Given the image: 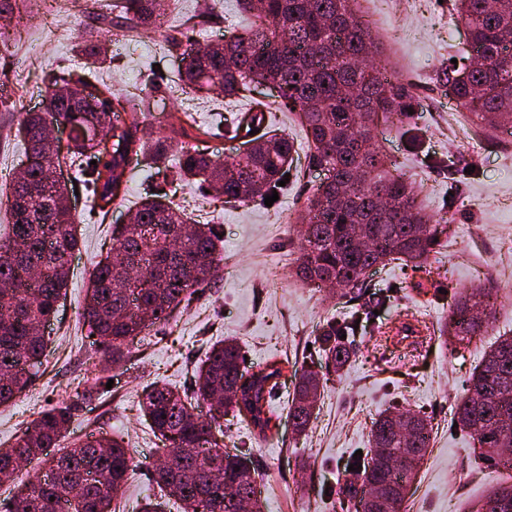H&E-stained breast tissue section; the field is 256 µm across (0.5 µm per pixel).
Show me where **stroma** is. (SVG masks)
<instances>
[{
    "instance_id": "obj_1",
    "label": "stroma",
    "mask_w": 512,
    "mask_h": 512,
    "mask_svg": "<svg viewBox=\"0 0 512 512\" xmlns=\"http://www.w3.org/2000/svg\"><path fill=\"white\" fill-rule=\"evenodd\" d=\"M360 3L363 19L383 42L391 67L425 104L414 118L415 130L387 131L379 144L409 175L426 211L449 224L447 246L430 258L432 274L418 277L401 264L371 271L376 291L388 300L374 321L362 322L358 353L349 365L328 372L317 344L319 329L327 318L346 314L348 306L303 285L292 273L298 256L295 217L325 173L307 169L303 132L287 113L276 118L299 142L298 164L307 173L303 180L289 181L270 206L216 207L199 196L194 183L151 179L137 167L127 171L121 192L102 213L92 206L83 178L62 169L61 177L73 192L80 246L72 258L68 293L45 330L48 343L36 377L14 404L0 407V448L12 446L34 411L84 384L94 368H105L103 353L91 344L83 320L88 272L111 248L113 225L157 190L192 221L220 225L225 270L196 288L172 319L137 337L125 366L106 368L111 388L101 389L91 404L76 412L70 438L89 433L123 436L140 470L118 512H136L144 498L161 495L150 473L157 440L140 410L142 391L158 379L188 387L208 348L228 337L241 343L246 369L273 357L289 361L290 372L274 401L280 414L274 437L254 439L246 423L234 418L224 439L255 469L265 512H357V503L340 494L346 464L356 451L368 450L374 418L395 408L419 412L433 428L400 512H474L492 486L512 480V470L475 459L473 439L453 419L456 400L485 351L512 330V146L504 150L475 137L467 113L436 82L442 63L460 56L466 44V28L454 18L450 0ZM210 7L216 17L202 29L200 41L221 40L225 31L247 23L238 0H174L153 29L152 47H145L139 32L125 27L99 31L112 59L96 70V77L126 92L152 94L155 110L148 118L160 134L170 132L169 114L186 106L200 122L217 127L231 115L223 94L186 91L176 79L179 61L165 49L170 30L191 25ZM92 26L80 0H63L56 13L43 10L24 23L14 17L0 20V224L9 220V183L25 159L10 134L15 104L43 111L46 71H86L76 42ZM275 273L282 280L272 287L268 281ZM479 286L495 288L497 296L486 333L464 345L449 336L429 340L418 333V326L447 318L456 293ZM311 365L322 367V387L311 423L299 434L287 417L286 401L295 391V371Z\"/></svg>"
}]
</instances>
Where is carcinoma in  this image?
I'll return each instance as SVG.
<instances>
[{
    "mask_svg": "<svg viewBox=\"0 0 512 512\" xmlns=\"http://www.w3.org/2000/svg\"><path fill=\"white\" fill-rule=\"evenodd\" d=\"M37 2L0 0V15L23 19ZM239 2L250 24L222 40L201 44L189 27L166 36L168 53L183 62L177 80L189 89L219 90L235 101H248L253 87L268 85L278 90V100L255 101L232 122L230 140L239 138L245 124L265 127L248 139L246 156L214 159L184 144L175 154L173 177L199 178L207 198L222 205L263 201L281 192L278 182L291 172L297 149L293 139L277 132L273 113L291 111L304 131L311 165L327 172L297 217L300 281L358 301L369 288L366 274L372 267L401 260L415 274L428 272L430 255L444 245L445 228L418 205L404 174L387 171L388 157L374 135L380 123H409V111L420 110L421 98L379 63V41L358 14L357 0ZM159 9L160 0H106L98 4L95 20L104 26L125 20L144 24ZM454 10L477 59L448 63L439 81L452 89L457 106L476 118L479 130L512 137V0H454ZM79 47L91 65L108 58L106 45L91 34L79 37ZM81 82L67 69L47 73L46 111L23 112L17 121L15 137L25 155L40 162L12 178L11 223L0 229V406L31 386L47 344L44 326L67 293L78 250L67 185L55 176L63 160L48 145V128L60 122L92 124L112 134L109 146L76 137L66 156L102 210L111 200V185L123 178L132 156H145L148 141L154 142L149 168L171 146L167 138L153 137L146 120L151 96L116 93L102 84L89 103L74 88ZM175 121L173 131L182 138L213 135L191 112L179 113ZM132 216L131 223L112 227V248L89 274L84 307L92 344L107 351L115 368L128 357L129 341L172 317L222 261L216 225L191 223L162 196L144 198ZM490 299L489 288L462 294L440 332L460 341L476 335L490 322ZM383 302L370 299L350 315L322 324L318 340L333 369H343L355 353V321ZM242 363L238 343L225 339L207 352L194 388L154 382L143 390L141 410L163 458L152 477L165 496L182 503L183 512H242L245 500L250 512H264L254 493L255 469H239L244 457L225 452L224 416L238 414L254 437H271L277 419L272 397L288 359L269 361L252 374ZM102 385L98 375L75 387L72 395L37 412L12 447L0 448V481L14 479L20 460L38 467L7 512H112V501L132 474L123 440L89 434L60 446L76 406ZM320 387L316 371L301 370L288 405L299 432L310 424ZM454 421L476 440L480 457L512 469V335L500 336L485 354L456 403ZM431 432L418 413L379 414L369 432L370 457L352 460L343 496L358 502L361 512H400L416 466L390 468L382 456L417 448L423 457ZM368 484L384 496L383 508L361 495ZM475 512H512V484L490 489Z\"/></svg>",
    "mask_w": 512,
    "mask_h": 512,
    "instance_id": "carcinoma-1",
    "label": "carcinoma"
}]
</instances>
